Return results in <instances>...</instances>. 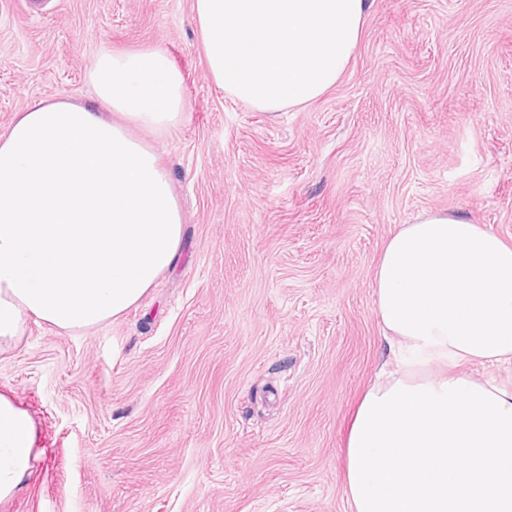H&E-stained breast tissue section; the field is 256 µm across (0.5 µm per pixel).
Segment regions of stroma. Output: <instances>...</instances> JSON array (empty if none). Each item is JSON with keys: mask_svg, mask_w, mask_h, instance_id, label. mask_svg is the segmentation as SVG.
I'll return each instance as SVG.
<instances>
[{"mask_svg": "<svg viewBox=\"0 0 512 512\" xmlns=\"http://www.w3.org/2000/svg\"><path fill=\"white\" fill-rule=\"evenodd\" d=\"M356 53L276 114L216 89L193 0H0V135L92 102L106 49L164 48L186 117L136 128L183 216L176 264L85 332L29 323L0 395L36 460L0 512H346L355 409L393 356L372 281L400 224L512 244V0H369Z\"/></svg>", "mask_w": 512, "mask_h": 512, "instance_id": "1", "label": "stroma"}]
</instances>
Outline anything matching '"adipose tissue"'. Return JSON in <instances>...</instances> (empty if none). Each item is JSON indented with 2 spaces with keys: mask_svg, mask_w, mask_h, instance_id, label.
I'll use <instances>...</instances> for the list:
<instances>
[{
  "mask_svg": "<svg viewBox=\"0 0 512 512\" xmlns=\"http://www.w3.org/2000/svg\"><path fill=\"white\" fill-rule=\"evenodd\" d=\"M368 0H194L214 85L263 112L313 103L346 71ZM97 105L41 100L0 135V352L28 321L84 332L135 306L176 262L182 212L131 128L185 117L161 47L105 50ZM399 349L349 431L350 512H512V388L436 366L512 362V245L451 215L402 224L373 276ZM36 427L0 396V502L30 474Z\"/></svg>",
  "mask_w": 512,
  "mask_h": 512,
  "instance_id": "ef3b65f1",
  "label": "adipose tissue"
}]
</instances>
